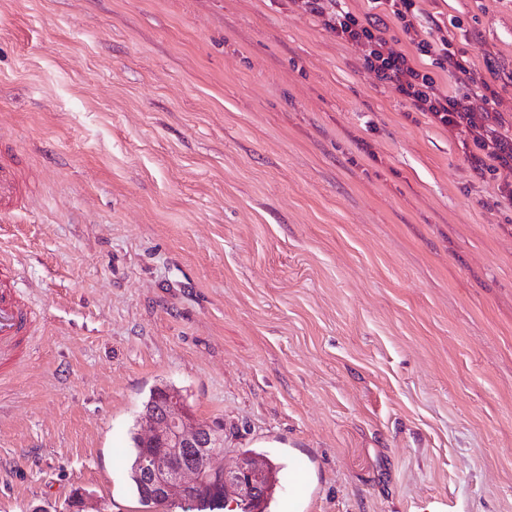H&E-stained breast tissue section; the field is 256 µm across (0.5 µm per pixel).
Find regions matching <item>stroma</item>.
<instances>
[{
  "label": "stroma",
  "instance_id": "1",
  "mask_svg": "<svg viewBox=\"0 0 512 512\" xmlns=\"http://www.w3.org/2000/svg\"><path fill=\"white\" fill-rule=\"evenodd\" d=\"M424 8L512 122V0ZM0 139L41 313L0 512H152L128 455L162 383L225 468L304 466L271 512H512V206L299 0H0ZM29 194L22 167L14 161H1L0 155V219L16 217L26 209Z\"/></svg>",
  "mask_w": 512,
  "mask_h": 512
}]
</instances>
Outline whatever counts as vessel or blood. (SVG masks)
I'll list each match as a JSON object with an SVG mask.
<instances>
[{
	"label": "vessel or blood",
	"instance_id": "obj_1",
	"mask_svg": "<svg viewBox=\"0 0 512 512\" xmlns=\"http://www.w3.org/2000/svg\"><path fill=\"white\" fill-rule=\"evenodd\" d=\"M28 191L22 167L0 160V219L15 217L26 207ZM17 271L8 259L0 260V380L16 377L23 346L38 317L35 307L17 289Z\"/></svg>",
	"mask_w": 512,
	"mask_h": 512
}]
</instances>
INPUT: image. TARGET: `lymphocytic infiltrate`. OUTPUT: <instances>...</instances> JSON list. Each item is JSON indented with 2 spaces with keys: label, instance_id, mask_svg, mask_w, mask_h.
I'll return each instance as SVG.
<instances>
[{
  "label": "lymphocytic infiltrate",
  "instance_id": "obj_1",
  "mask_svg": "<svg viewBox=\"0 0 512 512\" xmlns=\"http://www.w3.org/2000/svg\"><path fill=\"white\" fill-rule=\"evenodd\" d=\"M375 12L352 10L347 0H302L337 41L358 54L377 81L393 85L415 111L436 125L467 127L473 136L471 163L479 177L512 171V136L501 133L502 97L496 85L479 76L441 26L431 25L423 0H372ZM405 34L407 48L395 47L387 36L390 23ZM456 85L448 91L440 73Z\"/></svg>",
  "mask_w": 512,
  "mask_h": 512
}]
</instances>
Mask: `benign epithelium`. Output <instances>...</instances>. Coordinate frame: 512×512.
<instances>
[{
    "mask_svg": "<svg viewBox=\"0 0 512 512\" xmlns=\"http://www.w3.org/2000/svg\"><path fill=\"white\" fill-rule=\"evenodd\" d=\"M149 439L163 442L171 452L198 448L202 455L210 459L223 453L219 427L189 422L182 414L181 400L177 397L168 398L163 411L152 418ZM145 468L164 495L170 498L179 497L209 480H216L230 491L225 504L227 508L234 510L248 496L260 492L266 462L242 458L232 469L221 465L205 471L186 465L174 469L149 456L145 460Z\"/></svg>",
    "mask_w": 512,
    "mask_h": 512,
    "instance_id": "7a95c632",
    "label": "benign epithelium"
}]
</instances>
